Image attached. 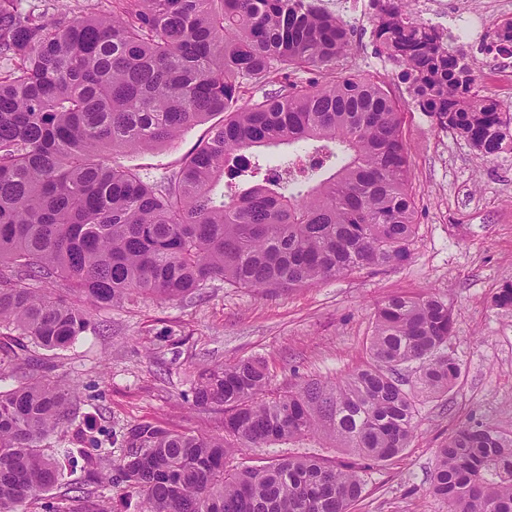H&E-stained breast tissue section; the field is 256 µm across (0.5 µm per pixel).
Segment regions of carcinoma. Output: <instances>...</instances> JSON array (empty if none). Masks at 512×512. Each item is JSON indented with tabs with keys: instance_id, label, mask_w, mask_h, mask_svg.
Instances as JSON below:
<instances>
[{
	"instance_id": "cac0c4a2",
	"label": "carcinoma",
	"mask_w": 512,
	"mask_h": 512,
	"mask_svg": "<svg viewBox=\"0 0 512 512\" xmlns=\"http://www.w3.org/2000/svg\"><path fill=\"white\" fill-rule=\"evenodd\" d=\"M51 16L0 0V329L28 345L0 356V512L57 485L55 434L72 443L76 390L42 375L32 348L97 331L92 307L181 301L220 280L260 293L405 262L417 224L402 104L385 85L336 72L351 45L321 0H112L107 16ZM372 0L379 53L402 67L440 131L486 156L512 148V112L476 89L463 55ZM262 95H256V91ZM224 119L180 168L150 182L107 151H149L213 114ZM512 310V282L493 299ZM455 322L436 293L377 305L367 362L336 381L270 388L260 360L207 368L191 403L224 412V433L131 425L122 455L96 447L88 477L115 472L143 512H351L373 465L414 437L417 394L461 375ZM328 440L354 463L235 456ZM430 493L447 512H512V428L471 418L437 449ZM58 512H109L88 494Z\"/></svg>"
}]
</instances>
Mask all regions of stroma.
<instances>
[{
  "label": "stroma",
  "mask_w": 512,
  "mask_h": 512,
  "mask_svg": "<svg viewBox=\"0 0 512 512\" xmlns=\"http://www.w3.org/2000/svg\"><path fill=\"white\" fill-rule=\"evenodd\" d=\"M328 3L351 32V51L337 71L383 83L406 103L403 135L418 204L409 259L268 295L217 282L188 301L143 296L95 308L91 315L105 335L87 333L66 349L38 356L52 364L51 379L78 384L73 425L88 434L83 450L89 453L93 439H117L125 427L143 422L222 432L223 413L191 408L184 399L209 365L261 359L278 392L302 377L343 378L367 360L380 301L396 292L443 294L456 322L451 349L461 376L448 394L420 402L409 447L369 471L353 512H444L429 483L449 428L471 416L512 424V311L493 303L512 280V150L487 157L438 130L410 104L401 68L377 51L371 0H360L352 13L345 0ZM209 127L194 124L157 149L121 152L117 159L158 180L179 168Z\"/></svg>",
  "instance_id": "stroma-1"
}]
</instances>
